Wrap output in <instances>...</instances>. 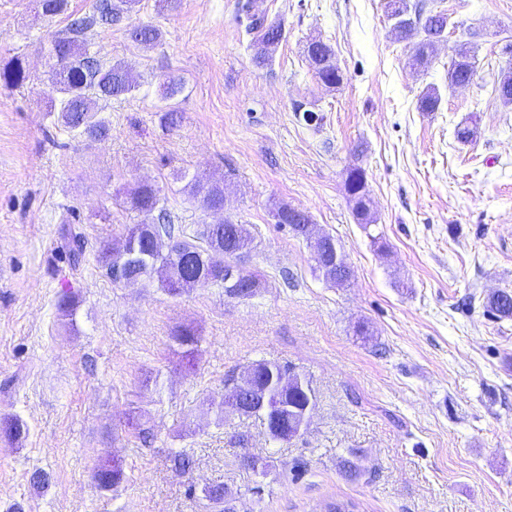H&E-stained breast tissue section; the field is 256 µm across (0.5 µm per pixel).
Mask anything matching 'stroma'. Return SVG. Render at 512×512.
Listing matches in <instances>:
<instances>
[{
	"label": "stroma",
	"mask_w": 512,
	"mask_h": 512,
	"mask_svg": "<svg viewBox=\"0 0 512 512\" xmlns=\"http://www.w3.org/2000/svg\"><path fill=\"white\" fill-rule=\"evenodd\" d=\"M432 2L448 35L418 71L385 0H255L285 27L264 67L239 0H180L172 12L141 0L127 23L87 35L90 52L125 61L139 83L104 104L111 134L88 143L48 109L49 47L67 16L0 0V64L17 57L29 73L23 87L0 85V421L26 428L18 440L0 431V512H217L188 493L207 484L235 494L237 512H512V318L485 308L512 293V104L493 90L511 62L512 0ZM131 24L159 28L160 43L134 44ZM314 39L332 46L339 86L310 67ZM465 42L477 79L456 88L448 70ZM171 73L184 89L164 101ZM430 87L439 108L420 111ZM170 107L174 126L162 120ZM460 124L469 142L456 140ZM354 166L366 173L367 229L345 190ZM196 174L225 181V212L185 199ZM140 181L164 189L187 230L246 224L255 296L113 285L95 254L137 223L124 200ZM280 204L333 236L349 284L322 279L306 242L275 223ZM65 221L86 236L78 268ZM65 287L78 301L71 318L58 307ZM184 324L200 336L190 359L172 339ZM258 361L289 365L316 392L307 428L279 448L261 420L217 417L226 380ZM239 434L241 447L230 442ZM178 451L192 456L189 473L173 468ZM247 454L269 461L266 475L244 466ZM112 459L126 480L103 492L94 473ZM38 470L48 484L33 483ZM255 485L262 495L248 494Z\"/></svg>",
	"instance_id": "1"
}]
</instances>
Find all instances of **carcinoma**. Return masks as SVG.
Returning a JSON list of instances; mask_svg holds the SVG:
<instances>
[{"label":"carcinoma","mask_w":512,"mask_h":512,"mask_svg":"<svg viewBox=\"0 0 512 512\" xmlns=\"http://www.w3.org/2000/svg\"><path fill=\"white\" fill-rule=\"evenodd\" d=\"M140 0H92L91 13L71 19L68 35L52 39L49 56L54 61L55 79L50 91V111L58 113L57 121L72 136L90 142L106 139L111 131L110 124L100 116L99 101L120 100L131 94L137 87V79L131 67L122 60L107 61L88 52L85 33L94 26H112L121 23L135 11ZM405 12L410 18L400 20L392 28L399 41L419 36L413 44L412 65L427 68L432 63V48L445 37L448 16L432 9L426 0L410 4L404 0ZM45 16H57L68 12L69 0H39ZM246 20V32L256 34L253 42V61L258 66L266 65L278 44L284 38V28L278 21L252 12L251 0L240 3ZM130 38L137 45L150 49L161 38L160 31L152 25L137 26L129 31ZM474 46L466 42L456 48V58L448 72V83L452 86L475 83L477 70L474 63ZM309 65L315 76L327 87L342 82V75L334 61L331 46L321 40L308 43L306 50ZM28 80V73L19 59H13L0 67V83L6 87H19ZM162 97L172 99L183 90V80L175 74H168L161 83ZM495 92L506 104L512 103V69L500 71L495 82ZM345 187L353 212L361 224L373 223L369 190L364 169L353 167L347 171ZM191 199L198 200L207 210H222L225 204L224 182L209 178H196L183 187ZM128 209L139 217V221L127 228L126 235H138L141 251L147 253L145 261L129 269L127 280L138 285L158 283L170 294L193 289V283L201 278L207 282L224 285L227 296L247 299L261 287L258 277L244 271V287L236 288L224 283V265L233 260L241 251L249 254L253 250V237L245 225L230 218L222 224H205L202 229L188 234L181 225L174 223L166 207V197L154 184L141 182L126 193ZM276 223L289 227L293 235L306 241L312 250L321 252L316 261V271L323 279L338 287L349 282L350 274L341 262L336 260V242L330 235L324 241L316 240L315 224L311 216L298 208L281 205L275 209ZM60 233L65 241L70 261L78 265L85 256V238L68 224L62 225ZM114 247L110 243L101 246L97 256L99 267L107 278H112ZM487 312L502 318L512 317V295L502 291L493 294L487 301ZM174 340L178 345L192 352L199 343L196 331L190 326L175 330ZM308 402V396L301 388L288 395V409L277 412L279 434L293 439L297 410ZM94 478L97 487L105 491H116L125 480L124 470L118 466L97 468Z\"/></svg>","instance_id":"cac0c4a2"}]
</instances>
